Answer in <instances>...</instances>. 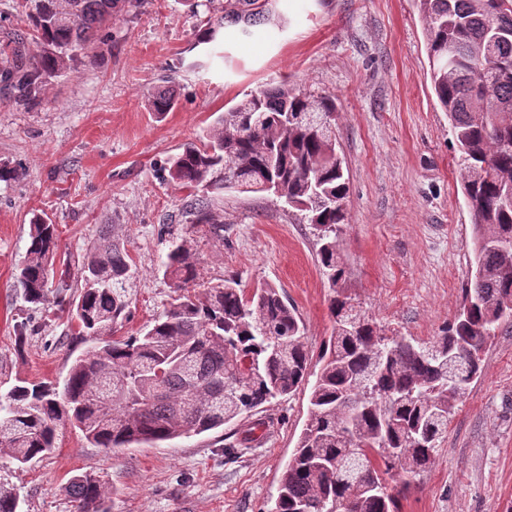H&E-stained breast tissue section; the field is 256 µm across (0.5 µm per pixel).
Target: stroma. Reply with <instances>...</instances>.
Masks as SVG:
<instances>
[{
	"label": "stroma",
	"instance_id": "stroma-1",
	"mask_svg": "<svg viewBox=\"0 0 512 512\" xmlns=\"http://www.w3.org/2000/svg\"><path fill=\"white\" fill-rule=\"evenodd\" d=\"M206 15L223 17L224 0H137L105 28L103 48L48 79L40 106L0 93V163L16 170L0 182V393L21 379L64 378L86 348L53 301L34 309L13 290L36 214L56 224L59 255L75 260L112 225L133 258L121 335L163 313L172 292L163 262L171 241L187 237L202 286L233 276L248 292L283 290L318 371L333 321L311 226L273 197L211 190L224 238L195 235L188 191L161 179L164 162L203 140L245 92L281 80L336 100L350 186L345 293L377 325L422 343L453 321L474 273V230L415 0H277L254 37L225 23L222 60L194 45ZM162 89L175 106L159 114L151 100ZM29 317L47 324L18 344L15 328ZM309 392L218 430L115 454L64 421L52 455L22 468L2 461L0 475L19 488L20 512H75L67 483L92 469L111 486L107 512H267ZM396 482L400 512H512V328L489 342L432 467Z\"/></svg>",
	"mask_w": 512,
	"mask_h": 512
}]
</instances>
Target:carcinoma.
<instances>
[{
  "label": "carcinoma",
  "mask_w": 512,
  "mask_h": 512,
  "mask_svg": "<svg viewBox=\"0 0 512 512\" xmlns=\"http://www.w3.org/2000/svg\"><path fill=\"white\" fill-rule=\"evenodd\" d=\"M31 32L8 40L0 87L14 102L41 101L46 79L67 73L76 53L105 44L99 28L137 0H27ZM271 0H224V19L240 34L270 14ZM432 90L458 153L460 185L474 227L475 275L459 313L428 344L377 326L344 295L338 239L348 223L349 182L336 135L334 98L266 83L222 113L207 139L167 163V181L271 192L318 231L319 263L332 292L333 331L309 394L297 447L283 469L270 512H399L389 479L429 469L448 432L454 403L481 374V353L512 327V0H417ZM223 22L199 20L197 44H211ZM35 48H30V45ZM192 227L224 239L205 197L187 204ZM58 255L56 225L31 222L25 263L14 287L36 307L45 301ZM125 245L106 231L78 265L72 298L61 264L57 294L92 345L59 387L22 380L0 396V459L22 467L52 454L66 419L106 451L156 444L222 428L253 415L306 381L305 325L277 288L251 293L229 277L196 291L188 241L163 262L173 284L164 313L145 332L113 338L129 301L117 285L130 271ZM17 325L18 345L38 334ZM76 512H106L107 483L97 472L71 479ZM19 494L0 481V512H17Z\"/></svg>",
  "instance_id": "1"
}]
</instances>
